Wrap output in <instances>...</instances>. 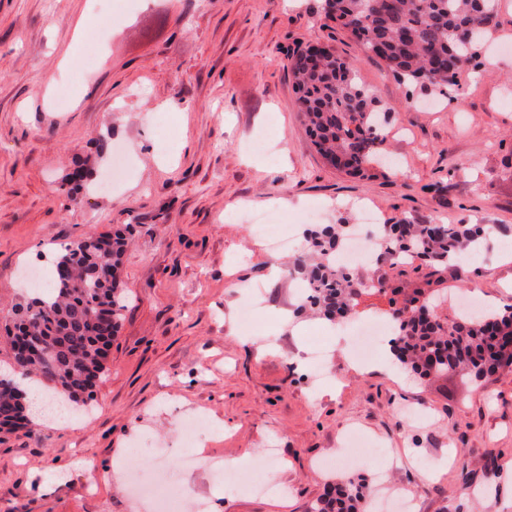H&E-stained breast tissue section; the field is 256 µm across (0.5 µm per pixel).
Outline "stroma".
Listing matches in <instances>:
<instances>
[{"instance_id": "obj_1", "label": "stroma", "mask_w": 512, "mask_h": 512, "mask_svg": "<svg viewBox=\"0 0 512 512\" xmlns=\"http://www.w3.org/2000/svg\"><path fill=\"white\" fill-rule=\"evenodd\" d=\"M491 46L448 94L399 82L326 21L322 0H0V328L20 273L72 241L125 231L127 293L93 409L59 427L0 433V512H148L126 473L216 503L272 512L250 480L270 472L288 512H311L349 475L365 512H398L380 495L379 459L340 446L349 429L396 459L390 480L414 512H491L512 504V371L472 380L391 371L400 335L363 365L348 355L359 321H388L391 298L439 292L512 307V0H499ZM320 42L358 61L388 120L386 153L368 177L336 170L301 121L294 51ZM92 69L81 67L86 53ZM86 176L77 201L62 184ZM380 223L493 224L482 260L438 270L381 261L354 313L299 311L297 282L270 277V251L249 220L284 216L298 249L305 229ZM273 347L259 355L256 341ZM210 425L203 463L184 468L181 422ZM164 444L161 463L130 456ZM281 451L271 459L269 449ZM238 459L235 493L207 457Z\"/></svg>"}]
</instances>
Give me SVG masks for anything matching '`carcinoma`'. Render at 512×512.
Masks as SVG:
<instances>
[{"label": "carcinoma", "mask_w": 512, "mask_h": 512, "mask_svg": "<svg viewBox=\"0 0 512 512\" xmlns=\"http://www.w3.org/2000/svg\"><path fill=\"white\" fill-rule=\"evenodd\" d=\"M325 18L349 33L369 57L383 61L402 82L423 81L450 88L463 63H471L498 26L497 0H324ZM461 30L473 37L464 43ZM291 76L298 109L314 145L328 164L364 177L381 152V112L373 91L358 77L357 61L329 46L310 59L305 49L292 55ZM341 224L305 231L314 263H291L316 283L311 308L329 318L355 306L358 292L350 273L336 265ZM479 224H386L378 250L393 258L409 254L446 263L478 245ZM127 238L117 231L103 241L91 236L64 245L53 262L52 287L13 309L5 326L11 361L24 373L0 376V430L12 422H31L32 412L16 379L33 374L67 404L92 399L102 379L112 338L126 300L120 269ZM402 336L397 358L417 373H469L476 378L512 368V311L483 317L461 313L448 321L412 302L397 309ZM362 487L348 478L331 486L313 512H362Z\"/></svg>", "instance_id": "1"}]
</instances>
